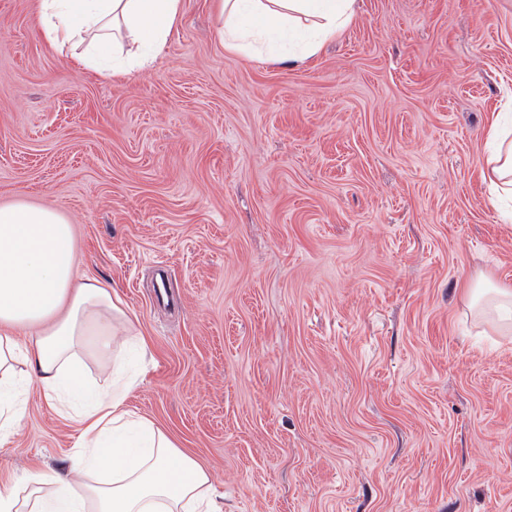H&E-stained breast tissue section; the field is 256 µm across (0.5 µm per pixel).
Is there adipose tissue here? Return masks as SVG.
<instances>
[{"label":"adipose tissue","mask_w":512,"mask_h":512,"mask_svg":"<svg viewBox=\"0 0 512 512\" xmlns=\"http://www.w3.org/2000/svg\"><path fill=\"white\" fill-rule=\"evenodd\" d=\"M181 0H39L49 43L79 66L125 76L153 62L179 14ZM355 0H219L225 47L246 51L250 39L278 41L306 31L304 48L278 54L296 66L350 23ZM484 160L492 199L512 198V132L492 124ZM471 305L512 333V289L487 277L469 286ZM128 316L100 279L78 275L74 230L60 209L0 206V438L22 417L21 384L46 392L89 395L78 413L86 463L32 480L25 495L0 493V512H221L208 472L152 421L124 407L125 385L88 394L87 359L116 373L115 323Z\"/></svg>","instance_id":"adipose-tissue-1"}]
</instances>
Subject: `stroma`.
<instances>
[{
	"label": "stroma",
	"instance_id": "obj_1",
	"mask_svg": "<svg viewBox=\"0 0 512 512\" xmlns=\"http://www.w3.org/2000/svg\"><path fill=\"white\" fill-rule=\"evenodd\" d=\"M181 0L123 78L0 0V205L59 206L81 276L132 321L126 408L210 473L223 512H512V335L465 286L512 287L482 177L512 91V0H357L304 65L224 48ZM40 386L0 492L78 462Z\"/></svg>",
	"mask_w": 512,
	"mask_h": 512
}]
</instances>
